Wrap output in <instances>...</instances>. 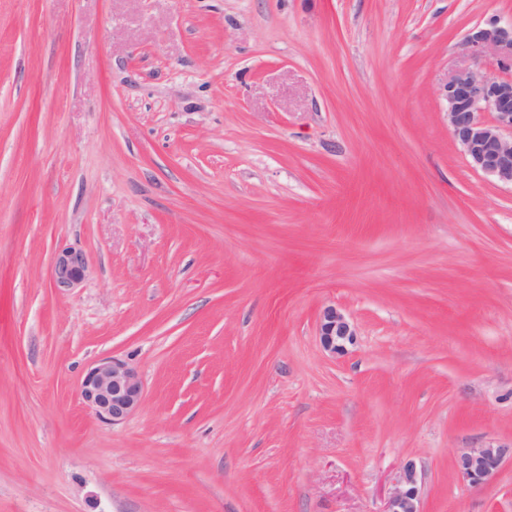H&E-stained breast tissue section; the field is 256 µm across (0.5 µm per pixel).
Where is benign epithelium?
Returning a JSON list of instances; mask_svg holds the SVG:
<instances>
[{"mask_svg":"<svg viewBox=\"0 0 512 512\" xmlns=\"http://www.w3.org/2000/svg\"><path fill=\"white\" fill-rule=\"evenodd\" d=\"M464 46L474 65L456 70L442 95L447 102L448 131L462 148L470 166L503 184L512 185V19L490 18L472 28ZM493 115L490 121L482 114ZM89 269L87 254L75 247L57 250L51 261V280L59 291L77 287ZM319 342L331 356L343 355L357 336L355 324L340 308L323 307ZM83 404L109 424L126 420L142 405L143 381L128 363L117 358L96 362L78 385ZM512 448H466L455 457L459 477L474 487L494 478ZM422 480L409 460L394 478L384 512H422Z\"/></svg>","mask_w":512,"mask_h":512,"instance_id":"7a95c632","label":"benign epithelium"}]
</instances>
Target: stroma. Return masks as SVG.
<instances>
[{
    "instance_id": "35a3bbf8",
    "label": "stroma",
    "mask_w": 512,
    "mask_h": 512,
    "mask_svg": "<svg viewBox=\"0 0 512 512\" xmlns=\"http://www.w3.org/2000/svg\"><path fill=\"white\" fill-rule=\"evenodd\" d=\"M492 17L0 0V512H382L409 459L423 512H512V459L453 469L512 447V187L441 94ZM105 357L145 386L113 426L78 395ZM89 269L87 254L79 248L57 250L51 261V280L58 291L76 288L85 279ZM319 342L332 357L344 355L347 346L354 344L357 336L355 324L336 305L323 307L319 314ZM508 454L512 457V448H466L455 457V469L463 481L479 487L499 473Z\"/></svg>"
}]
</instances>
